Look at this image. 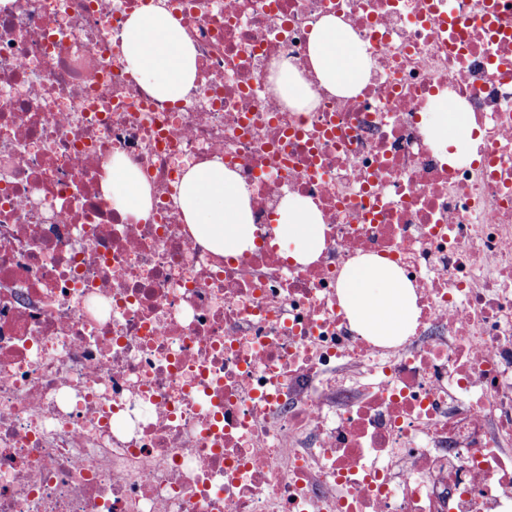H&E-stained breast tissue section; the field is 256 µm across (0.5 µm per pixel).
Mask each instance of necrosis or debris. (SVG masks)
Here are the masks:
<instances>
[{
    "label": "necrosis or debris",
    "mask_w": 512,
    "mask_h": 512,
    "mask_svg": "<svg viewBox=\"0 0 512 512\" xmlns=\"http://www.w3.org/2000/svg\"><path fill=\"white\" fill-rule=\"evenodd\" d=\"M150 2L0 0V512H512V0H160L197 53L176 103L126 61ZM329 15L373 63L354 96L309 59ZM446 97L483 140L456 166L420 128ZM115 157L141 218L104 195ZM214 159L250 195L240 254L176 204ZM289 194L323 217L307 265ZM365 255L414 289L399 342L340 303ZM280 89L288 103L296 107H306L314 99L315 93L296 72L285 71L280 79ZM274 221L278 238L294 246L291 251L293 260L306 265L317 259L324 245L323 220L311 199L287 195Z\"/></svg>",
    "instance_id": "necrosis-or-debris-1"
}]
</instances>
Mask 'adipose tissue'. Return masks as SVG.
<instances>
[{"instance_id":"ef3b65f1","label":"adipose tissue","mask_w":512,"mask_h":512,"mask_svg":"<svg viewBox=\"0 0 512 512\" xmlns=\"http://www.w3.org/2000/svg\"><path fill=\"white\" fill-rule=\"evenodd\" d=\"M123 41L130 69L157 96L176 102L189 94L196 79L197 57L178 19L156 5L145 6L127 20ZM309 57L319 82L332 93L355 94L371 78L372 62L364 45L335 17L322 18L314 25ZM422 124L429 143L448 150L449 163L476 157L482 140L463 105L437 104L424 113ZM109 169L107 198L123 211L142 216L150 205L146 185L121 159H113ZM177 204L193 233L208 241L212 250L243 252L252 248L249 193L239 176L220 160L186 173ZM274 221L278 238L293 246V260L306 265L317 259L324 245L323 220L311 199L286 196ZM339 295L348 316L362 330L391 341L407 336L417 316L413 287L390 262L375 255L359 257L344 268Z\"/></svg>"}]
</instances>
